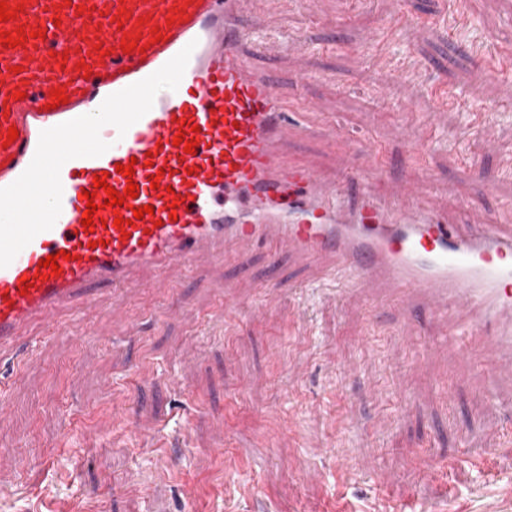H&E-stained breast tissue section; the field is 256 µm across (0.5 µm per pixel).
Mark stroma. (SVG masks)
Returning <instances> with one entry per match:
<instances>
[{
	"mask_svg": "<svg viewBox=\"0 0 512 512\" xmlns=\"http://www.w3.org/2000/svg\"><path fill=\"white\" fill-rule=\"evenodd\" d=\"M250 8L307 32L274 66L306 73L318 105L290 159L338 173L345 155L319 136L333 119L376 148L380 191L409 182L449 216L467 201L512 221V0H405L371 59L365 36L392 0ZM313 276L258 248L150 279L105 305L101 334L66 310L67 331L32 324L44 344L19 345L20 372L0 362V447L17 470L0 512H512V407L475 397L447 353L422 358L443 321Z\"/></svg>",
	"mask_w": 512,
	"mask_h": 512,
	"instance_id": "1",
	"label": "stroma"
}]
</instances>
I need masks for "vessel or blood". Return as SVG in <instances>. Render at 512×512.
Instances as JSON below:
<instances>
[{
  "label": "vessel or blood",
  "mask_w": 512,
  "mask_h": 512,
  "mask_svg": "<svg viewBox=\"0 0 512 512\" xmlns=\"http://www.w3.org/2000/svg\"><path fill=\"white\" fill-rule=\"evenodd\" d=\"M14 18L0 32H25L21 45H0V188L30 165L43 130L95 112L104 99L152 75L187 44L195 49L177 90H162L126 134L100 131L110 148L74 158L60 170L62 210L0 268V353L35 322L66 331L57 314L70 310L88 333H101L103 313L93 284L113 300L143 288L142 275L160 276L221 261L255 247L314 259L319 280L336 275L372 298L400 308L421 303L447 323L430 343L464 364L476 396L497 401L512 382V233L480 210L469 223L422 208L412 185L394 187L381 202L373 187L368 140L328 124L327 147L343 146L349 164L329 180L287 159L291 114L315 111L313 101L288 100L255 58L275 61L300 49L302 37L282 36L276 15L248 13L247 0H5ZM404 0H394L385 29L369 33V49L396 34ZM43 37H35V30ZM137 49L123 53L122 43ZM63 90L67 104L52 107ZM189 132H182V125ZM18 138L8 142L9 128ZM197 142L195 153L174 145ZM134 165L133 177L118 166ZM105 176L137 197L105 206L93 180ZM158 183H151V176ZM95 192L100 224L85 229V192ZM150 214L135 219V209ZM123 227H115V218ZM58 256L59 273L41 263Z\"/></svg>",
  "instance_id": "vessel-or-blood-1"
}]
</instances>
